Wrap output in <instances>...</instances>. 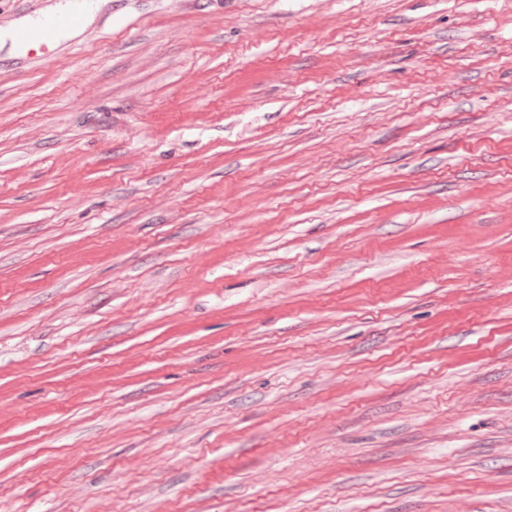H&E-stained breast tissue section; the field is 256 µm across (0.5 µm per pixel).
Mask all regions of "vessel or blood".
Masks as SVG:
<instances>
[{"label": "vessel or blood", "instance_id": "vessel-or-blood-1", "mask_svg": "<svg viewBox=\"0 0 512 512\" xmlns=\"http://www.w3.org/2000/svg\"><path fill=\"white\" fill-rule=\"evenodd\" d=\"M84 26V14L70 10L43 18L33 25L17 27L12 34V40L23 58H30L35 53L44 60L58 53L62 33L76 31Z\"/></svg>", "mask_w": 512, "mask_h": 512}]
</instances>
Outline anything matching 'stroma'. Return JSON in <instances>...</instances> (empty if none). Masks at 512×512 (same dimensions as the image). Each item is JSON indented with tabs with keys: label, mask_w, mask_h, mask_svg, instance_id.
<instances>
[{
	"label": "stroma",
	"mask_w": 512,
	"mask_h": 512,
	"mask_svg": "<svg viewBox=\"0 0 512 512\" xmlns=\"http://www.w3.org/2000/svg\"><path fill=\"white\" fill-rule=\"evenodd\" d=\"M0 47V512H512V0H107ZM85 27V16L78 10L57 13L33 25L17 27L12 40L24 59L31 53L39 54L40 60L55 56L61 46V35L65 31H76Z\"/></svg>",
	"instance_id": "35a3bbf8"
}]
</instances>
